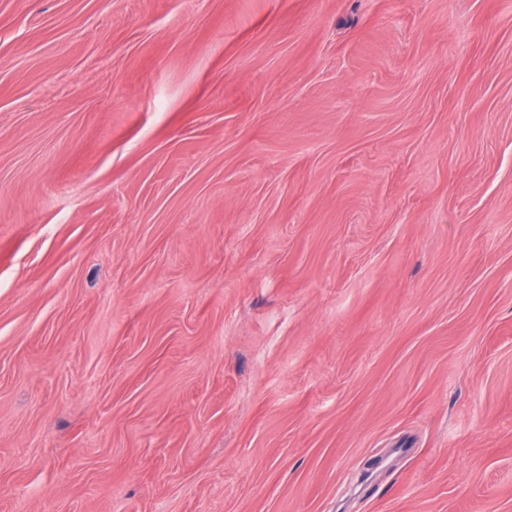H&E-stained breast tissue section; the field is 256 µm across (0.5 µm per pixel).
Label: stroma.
Listing matches in <instances>:
<instances>
[{
    "label": "stroma",
    "instance_id": "obj_1",
    "mask_svg": "<svg viewBox=\"0 0 512 512\" xmlns=\"http://www.w3.org/2000/svg\"><path fill=\"white\" fill-rule=\"evenodd\" d=\"M0 512H512V0H0Z\"/></svg>",
    "mask_w": 512,
    "mask_h": 512
}]
</instances>
